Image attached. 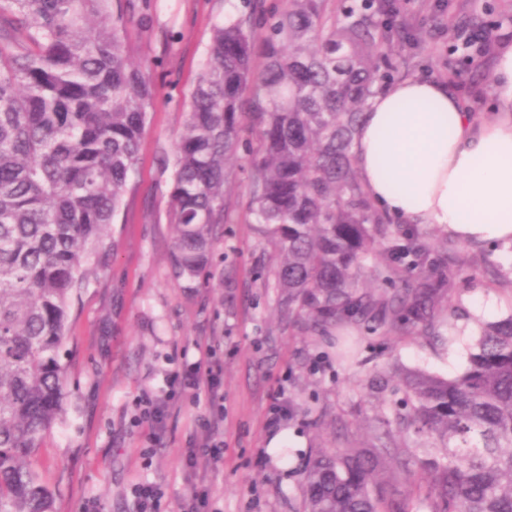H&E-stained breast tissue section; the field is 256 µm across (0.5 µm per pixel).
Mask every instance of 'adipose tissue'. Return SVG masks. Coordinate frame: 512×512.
I'll return each instance as SVG.
<instances>
[{
  "label": "adipose tissue",
  "mask_w": 512,
  "mask_h": 512,
  "mask_svg": "<svg viewBox=\"0 0 512 512\" xmlns=\"http://www.w3.org/2000/svg\"><path fill=\"white\" fill-rule=\"evenodd\" d=\"M493 75L490 121L453 85L418 77L371 99L352 155L380 210L468 244H512V43L499 44Z\"/></svg>",
  "instance_id": "ef3b65f1"
}]
</instances>
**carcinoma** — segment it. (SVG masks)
I'll use <instances>...</instances> for the list:
<instances>
[{
	"mask_svg": "<svg viewBox=\"0 0 512 512\" xmlns=\"http://www.w3.org/2000/svg\"><path fill=\"white\" fill-rule=\"evenodd\" d=\"M111 2L0 0V512H54L28 460L62 412L72 301L107 253L156 93ZM326 2L246 0L214 28L174 144V274L191 282L209 265L240 169L274 255L264 287L304 330L437 334L462 268L374 205L351 151L407 23L392 0H351L334 20ZM399 270L416 284L393 287ZM401 390L395 419L422 441L317 452L303 512H512V313L482 327L463 372L411 371ZM388 460L409 491L378 478Z\"/></svg>",
	"mask_w": 512,
	"mask_h": 512,
	"instance_id": "obj_1",
	"label": "carcinoma"
}]
</instances>
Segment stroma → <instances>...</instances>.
Masks as SVG:
<instances>
[{
	"mask_svg": "<svg viewBox=\"0 0 512 512\" xmlns=\"http://www.w3.org/2000/svg\"><path fill=\"white\" fill-rule=\"evenodd\" d=\"M409 35L394 38L393 64L413 75L449 79L479 116L493 118L487 79L492 52L475 54L467 27H489L512 41V0H395ZM243 0H112L130 19L127 46L154 65L157 93L139 149L132 189L108 231V253L75 299L61 354L67 379L59 420L31 462L55 494V512H136L134 484L161 490L155 512H187L194 491L209 492L212 512H300L309 457L325 448L410 446L391 424L393 395L371 388L375 373H461L482 323L512 313V246H458L465 278L444 307L458 316L446 345L419 334L363 336L362 364H336L335 345L305 332L278 305L263 276L272 252L256 232L246 177H238L229 223L218 225L211 263L193 284L172 271L175 229L168 221L171 155L184 123L213 28ZM212 340L220 368L224 458L196 454L205 437L197 406L180 380ZM170 401L160 442L141 413L160 395ZM289 413L269 426L272 404ZM197 465H186L189 455Z\"/></svg>",
	"mask_w": 512,
	"mask_h": 512,
	"instance_id": "1",
	"label": "stroma"
}]
</instances>
